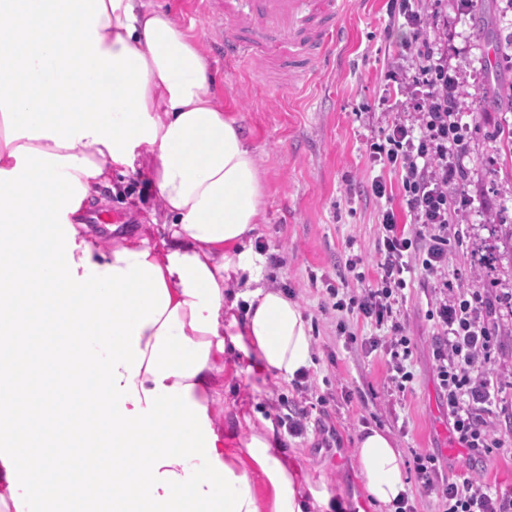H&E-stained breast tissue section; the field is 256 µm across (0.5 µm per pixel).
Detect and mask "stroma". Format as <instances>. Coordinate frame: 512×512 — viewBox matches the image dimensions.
<instances>
[{
	"instance_id": "35a3bbf8",
	"label": "stroma",
	"mask_w": 512,
	"mask_h": 512,
	"mask_svg": "<svg viewBox=\"0 0 512 512\" xmlns=\"http://www.w3.org/2000/svg\"><path fill=\"white\" fill-rule=\"evenodd\" d=\"M144 2L175 14L210 58L215 94L259 156L264 197L252 239L266 246L262 281L292 293L313 325L311 380L317 396L329 399L325 407L317 396L301 401L294 384L270 372L237 373L229 360L224 367L225 422L258 413L272 420L281 405L302 404L304 434L279 429V445L301 479L315 487L328 485L349 500L365 499L355 456L365 427L388 432L402 452L416 512H442L436 496L418 493L420 453L434 456L449 480L473 478L512 495V144L502 134L504 126L512 125V109L493 99L497 90L512 93V66L501 62L512 33V10L505 0H472L467 7L460 0L418 2L434 23L440 53L463 86L470 135L464 166L471 204L441 279L448 280L451 295L478 292L495 303L492 369L500 394L487 419L505 447L479 456L452 447L453 420L436 377L437 329L427 311L440 295V279L425 277L417 266L405 276L403 314L413 345L414 380L403 394L388 381L389 354L364 346L377 328L336 311L328 293L339 284L351 295L373 284L386 205H393L400 223L411 221L398 171L372 160L371 144L381 130L394 120L415 118L410 95L389 87L394 71L411 84L417 62L403 47L408 30L388 25L387 0H344L343 39L329 60L315 67L311 81L292 88L225 62L222 33L202 22L207 0ZM377 176L391 187V200L371 194ZM156 210V196L145 182L116 174L83 215H113L133 231L151 223ZM354 255L363 261L351 272L345 262ZM347 392L352 395L348 402L343 399ZM329 426L335 427V436L326 434Z\"/></svg>"
}]
</instances>
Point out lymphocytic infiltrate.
Instances as JSON below:
<instances>
[{"label": "lymphocytic infiltrate", "mask_w": 512, "mask_h": 512, "mask_svg": "<svg viewBox=\"0 0 512 512\" xmlns=\"http://www.w3.org/2000/svg\"><path fill=\"white\" fill-rule=\"evenodd\" d=\"M388 15L404 19L410 30L409 46L421 61V78L410 87L418 123L393 122L372 149L375 160L400 168L414 227L402 230L393 210L383 213L382 260L375 285L349 301H336L335 307L357 310L364 320L386 328V336L370 338L369 344L385 347L393 362L390 381L402 392L412 380L405 366L412 354L411 340L394 310L406 286L404 254H418L425 274L441 275L448 255V227L459 223L470 204L463 165L469 127L462 121L464 92L456 73L437 56L429 22L417 14L411 0H388ZM491 310V302L475 293L468 299L436 300L430 311L438 329L433 349L438 385L448 402L458 443L474 455L504 446L482 417L499 395L488 370L493 338L485 318ZM417 473L421 490L444 502L445 512H512L511 494L468 478L451 482L439 478L432 455H418Z\"/></svg>", "instance_id": "1"}]
</instances>
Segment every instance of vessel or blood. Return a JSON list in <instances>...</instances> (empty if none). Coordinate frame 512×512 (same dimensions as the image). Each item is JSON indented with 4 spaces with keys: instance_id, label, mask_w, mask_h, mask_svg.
Wrapping results in <instances>:
<instances>
[{
    "instance_id": "vessel-or-blood-1",
    "label": "vessel or blood",
    "mask_w": 512,
    "mask_h": 512,
    "mask_svg": "<svg viewBox=\"0 0 512 512\" xmlns=\"http://www.w3.org/2000/svg\"><path fill=\"white\" fill-rule=\"evenodd\" d=\"M341 0H221L224 54L254 68L257 77L277 71L279 81H306L312 62L339 43Z\"/></svg>"
}]
</instances>
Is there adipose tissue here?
Listing matches in <instances>:
<instances>
[{
  "label": "adipose tissue",
  "mask_w": 512,
  "mask_h": 512,
  "mask_svg": "<svg viewBox=\"0 0 512 512\" xmlns=\"http://www.w3.org/2000/svg\"><path fill=\"white\" fill-rule=\"evenodd\" d=\"M209 60L167 9L143 0H0V512L44 502L82 512H346L328 486L302 489L269 420L224 427V359L283 380L313 364L299 304L263 284L249 244L260 164L217 100ZM146 174L159 220L133 237L81 233L84 204L113 173ZM56 328L37 354L11 337ZM93 386L92 409L43 432L105 429L125 459L112 478L61 449L33 459L9 410ZM358 474L371 512L408 493L383 430L362 429Z\"/></svg>",
  "instance_id": "ef3b65f1"
}]
</instances>
